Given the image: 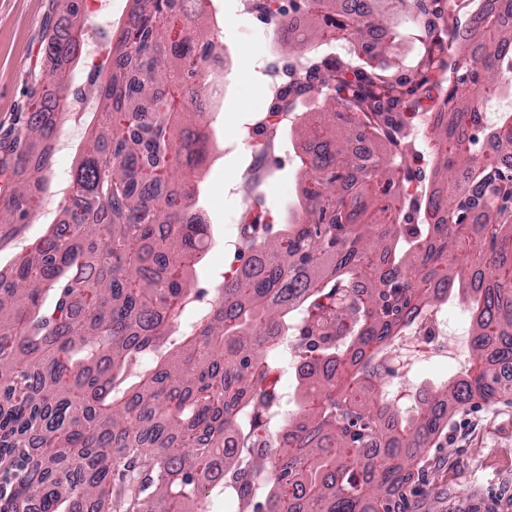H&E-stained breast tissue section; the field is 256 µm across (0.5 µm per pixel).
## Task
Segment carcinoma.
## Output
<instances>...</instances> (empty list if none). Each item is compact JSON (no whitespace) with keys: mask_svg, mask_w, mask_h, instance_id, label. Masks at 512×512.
I'll use <instances>...</instances> for the list:
<instances>
[{"mask_svg":"<svg viewBox=\"0 0 512 512\" xmlns=\"http://www.w3.org/2000/svg\"><path fill=\"white\" fill-rule=\"evenodd\" d=\"M205 0H134L112 41L103 80L90 82L95 122L64 205L65 228L30 244L0 275V512H204L242 485L249 512H392L391 487L443 425L436 405L487 401L500 390L490 366L512 363V168L475 152V132L512 153V110L481 126L483 106L512 95V0H485L468 25L477 46L463 48V77L435 113L430 142L438 158L423 220L403 231L395 197L404 141L396 118L447 65L440 30L427 20L441 0H402L421 46L414 66L395 76L369 66L388 45L368 42L388 23L372 0L365 16L345 0H311L321 18L311 43L355 34L354 52L315 69L290 103L317 98L320 124L299 125L313 143L301 163L308 183L304 217L270 237L244 235L254 254L241 276L222 281L220 298L183 322L197 294L208 225L192 222L194 170L210 138L194 101L209 90L205 62L221 55L209 35ZM69 33L52 31L57 61L82 48L81 6L57 0ZM57 102L34 94L14 165L36 175L0 204V234L41 206ZM370 142L361 160L351 143ZM485 201L476 219L472 196ZM477 247L469 285L480 295L472 321L476 367L422 393L411 416L399 401L375 397L366 351L405 331L420 312L444 303L459 279L450 261L461 241ZM340 293L347 303L324 301ZM299 319L304 409L288 420V447L253 441L273 427L270 374L277 344ZM240 447H224V435Z\"/></svg>","mask_w":512,"mask_h":512,"instance_id":"cac0c4a2","label":"carcinoma"}]
</instances>
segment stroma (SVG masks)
<instances>
[{"mask_svg": "<svg viewBox=\"0 0 512 512\" xmlns=\"http://www.w3.org/2000/svg\"><path fill=\"white\" fill-rule=\"evenodd\" d=\"M223 15L224 22L211 30L213 40L232 48L244 46L245 55L229 77L231 95L206 110L203 120L213 150L198 183L196 207L209 220L210 241L193 278L209 301L217 300L224 271V214L238 207L225 199L224 182L231 173L244 176L249 164L245 154H225L224 141L237 136L243 111L264 102L266 87L251 73L253 57L277 47L276 38L245 19L237 0H227ZM58 24L53 0H0V159L23 147L33 90L49 95L56 89L52 72L57 63L47 54L46 43ZM94 112L95 100L89 97L82 110L62 114L57 129L66 146L51 154L44 204L0 242V270L10 269L29 243L63 224V201L57 191L70 184ZM303 154L297 130L276 136L267 158L271 174L258 189L269 212L286 215L289 205L301 200ZM502 387L506 395L501 399L488 402L477 397L450 412L443 434L434 439L418 473L403 487L408 512H512V381Z\"/></svg>", "mask_w": 512, "mask_h": 512, "instance_id": "obj_1", "label": "stroma"}]
</instances>
